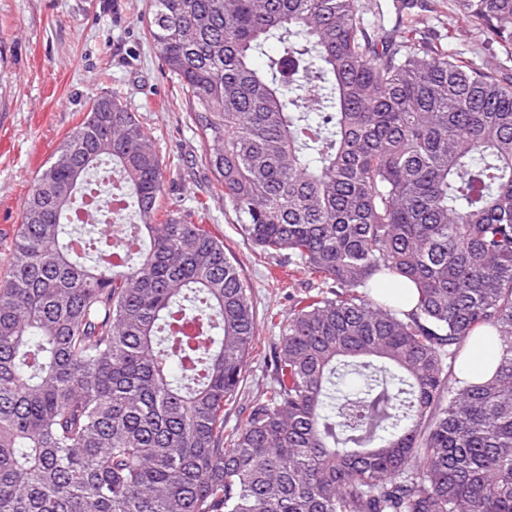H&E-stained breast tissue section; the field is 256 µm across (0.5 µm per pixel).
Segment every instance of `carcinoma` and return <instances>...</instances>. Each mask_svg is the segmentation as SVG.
Masks as SVG:
<instances>
[{"label":"carcinoma","instance_id":"carcinoma-1","mask_svg":"<svg viewBox=\"0 0 512 512\" xmlns=\"http://www.w3.org/2000/svg\"><path fill=\"white\" fill-rule=\"evenodd\" d=\"M146 4L215 194L321 288L270 316L273 379L224 432L251 292L209 201L162 210L137 113L92 99L0 279V512H512V0H455L495 69L357 0ZM488 339L495 375L456 372Z\"/></svg>","mask_w":512,"mask_h":512}]
</instances>
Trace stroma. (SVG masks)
Instances as JSON below:
<instances>
[{
    "label": "stroma",
    "instance_id": "obj_1",
    "mask_svg": "<svg viewBox=\"0 0 512 512\" xmlns=\"http://www.w3.org/2000/svg\"><path fill=\"white\" fill-rule=\"evenodd\" d=\"M417 2L427 30L456 29V52L496 67L497 51L457 16L454 0ZM144 10L145 0H0V277L8 271L32 182L97 94L120 92L150 129L167 166L166 204L187 210L195 199L210 198L200 138L180 86L163 71L149 40ZM210 200L205 221L233 256L258 320L256 352L236 403L224 409L229 431L272 380L278 332L268 316L287 314L290 296L307 294L313 284L276 281L244 239L231 205Z\"/></svg>",
    "mask_w": 512,
    "mask_h": 512
}]
</instances>
